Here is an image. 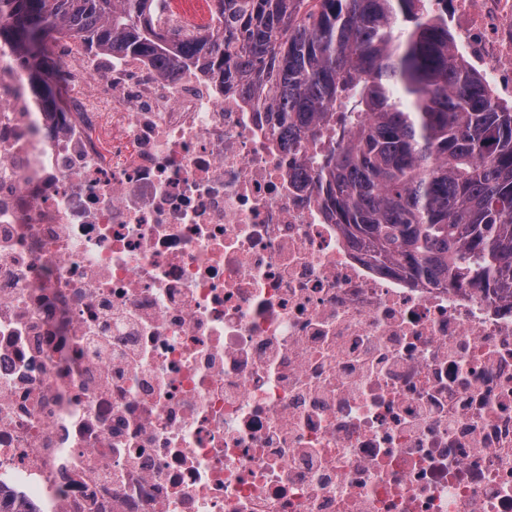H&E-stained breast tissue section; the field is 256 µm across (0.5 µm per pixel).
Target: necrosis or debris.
<instances>
[{"instance_id":"obj_1","label":"necrosis or debris","mask_w":512,"mask_h":512,"mask_svg":"<svg viewBox=\"0 0 512 512\" xmlns=\"http://www.w3.org/2000/svg\"><path fill=\"white\" fill-rule=\"evenodd\" d=\"M50 53L46 109L0 46V512H512L511 299L371 266L222 75Z\"/></svg>"}]
</instances>
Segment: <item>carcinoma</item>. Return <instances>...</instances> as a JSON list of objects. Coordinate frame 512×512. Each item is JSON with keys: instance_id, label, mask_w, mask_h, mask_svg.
Instances as JSON below:
<instances>
[{"instance_id": "cac0c4a2", "label": "carcinoma", "mask_w": 512, "mask_h": 512, "mask_svg": "<svg viewBox=\"0 0 512 512\" xmlns=\"http://www.w3.org/2000/svg\"><path fill=\"white\" fill-rule=\"evenodd\" d=\"M152 0H0V42L45 101L46 38L231 72L302 153L321 204L377 266L512 297V105L455 50L427 0H213L216 26L165 39Z\"/></svg>"}]
</instances>
